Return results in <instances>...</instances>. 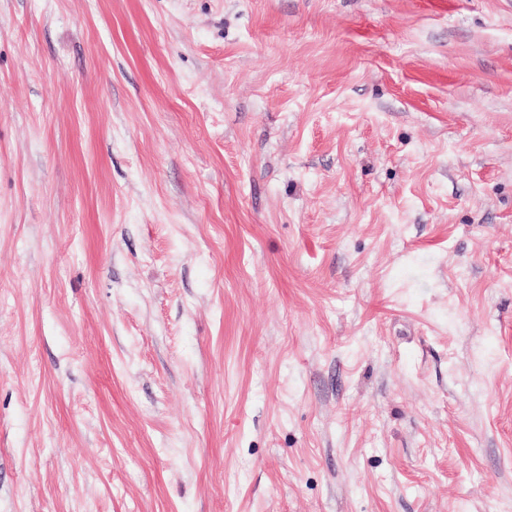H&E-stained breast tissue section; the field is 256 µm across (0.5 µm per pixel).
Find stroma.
<instances>
[{
  "label": "stroma",
  "mask_w": 512,
  "mask_h": 512,
  "mask_svg": "<svg viewBox=\"0 0 512 512\" xmlns=\"http://www.w3.org/2000/svg\"><path fill=\"white\" fill-rule=\"evenodd\" d=\"M0 512H512V0H0Z\"/></svg>",
  "instance_id": "1"
}]
</instances>
